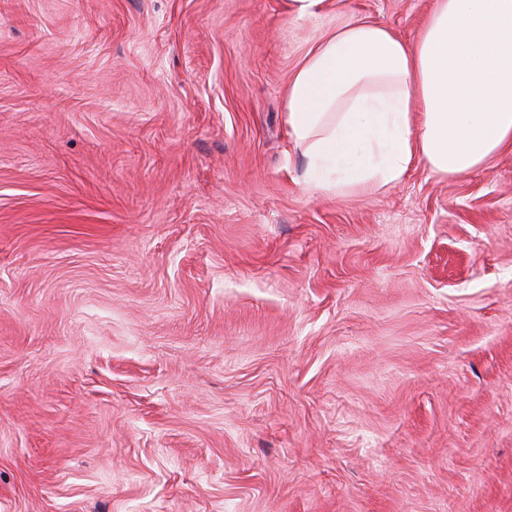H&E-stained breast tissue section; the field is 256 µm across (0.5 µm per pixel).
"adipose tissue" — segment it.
I'll use <instances>...</instances> for the list:
<instances>
[{"instance_id":"adipose-tissue-1","label":"adipose tissue","mask_w":512,"mask_h":512,"mask_svg":"<svg viewBox=\"0 0 512 512\" xmlns=\"http://www.w3.org/2000/svg\"><path fill=\"white\" fill-rule=\"evenodd\" d=\"M304 182L343 196L413 158L458 177L512 147V0H435L407 45L355 21L312 48L286 95Z\"/></svg>"}]
</instances>
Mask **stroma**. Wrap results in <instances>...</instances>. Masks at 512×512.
<instances>
[{
    "instance_id": "1",
    "label": "stroma",
    "mask_w": 512,
    "mask_h": 512,
    "mask_svg": "<svg viewBox=\"0 0 512 512\" xmlns=\"http://www.w3.org/2000/svg\"><path fill=\"white\" fill-rule=\"evenodd\" d=\"M435 0H0V512H512V151L303 183L285 95Z\"/></svg>"
}]
</instances>
